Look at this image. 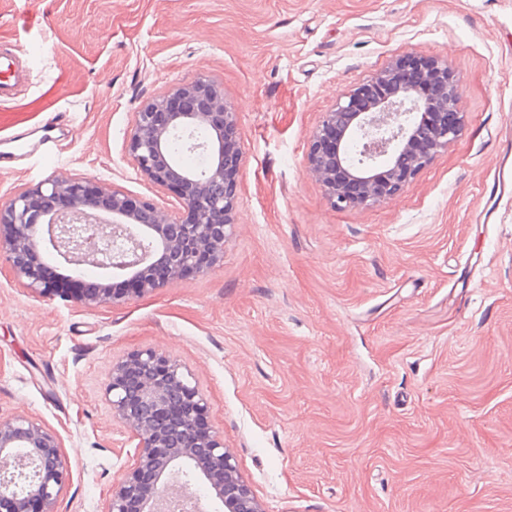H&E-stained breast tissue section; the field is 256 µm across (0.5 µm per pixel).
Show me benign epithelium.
I'll list each match as a JSON object with an SVG mask.
<instances>
[{
	"label": "benign epithelium",
	"mask_w": 512,
	"mask_h": 512,
	"mask_svg": "<svg viewBox=\"0 0 512 512\" xmlns=\"http://www.w3.org/2000/svg\"><path fill=\"white\" fill-rule=\"evenodd\" d=\"M458 81L448 62L400 55L322 113L310 136L307 172L337 208L366 207L401 193L461 130ZM207 157L191 171L169 152L175 135ZM422 147L409 151V142ZM127 154L153 185L177 196L171 211L150 198L55 176L0 201V257L32 294L88 308L120 305L224 258L233 233L243 151L235 110L217 79L199 76L143 102ZM90 265L131 288L45 278L44 251ZM112 417L136 443V461L112 485L108 512H206V488L224 512H266L240 473L210 403L191 371L154 348L112 363L104 389ZM67 476L58 437L26 415L0 417V512H56Z\"/></svg>",
	"instance_id": "benign-epithelium-1"
}]
</instances>
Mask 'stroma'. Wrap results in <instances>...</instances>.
<instances>
[{
  "label": "stroma",
  "mask_w": 512,
  "mask_h": 512,
  "mask_svg": "<svg viewBox=\"0 0 512 512\" xmlns=\"http://www.w3.org/2000/svg\"><path fill=\"white\" fill-rule=\"evenodd\" d=\"M28 83L0 114L67 128L49 166L176 210L132 167L139 104L211 76L243 146L233 235L204 275L89 309L0 260V416L55 432L57 512H107L134 463L112 363L180 360L267 512H512V0H0ZM447 61L460 135L390 200L337 209L307 172L322 112L393 58Z\"/></svg>",
  "instance_id": "obj_1"
}]
</instances>
